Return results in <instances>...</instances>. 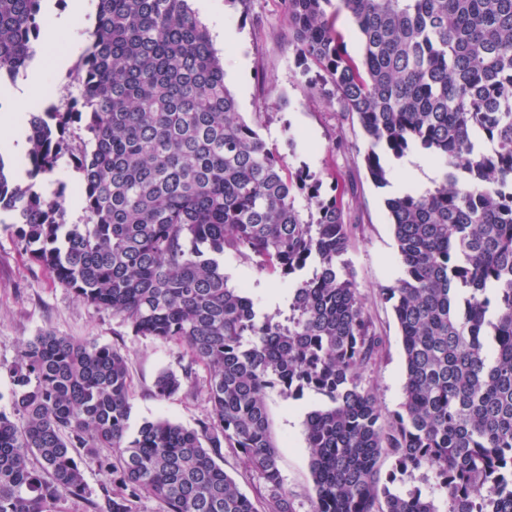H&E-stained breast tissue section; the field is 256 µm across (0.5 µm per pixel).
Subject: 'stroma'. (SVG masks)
<instances>
[{"mask_svg":"<svg viewBox=\"0 0 512 512\" xmlns=\"http://www.w3.org/2000/svg\"><path fill=\"white\" fill-rule=\"evenodd\" d=\"M203 24L220 20L237 39L220 50L225 83L245 121L261 118L258 132L269 148L285 159L290 170L302 169L321 183L323 194L346 185L343 208L351 228L344 259L382 347L365 368L362 383L376 397L383 413L398 410L403 400L401 334L390 303L381 297L401 275L393 228L385 201L394 196L407 171H414L420 189L432 187L438 169L427 156L413 153L389 160L386 186L370 178L364 156L367 140L357 119L345 117L337 104L310 93L288 47V21L280 0H206ZM96 0H83L73 10L71 0H45L50 22H63L54 43H38L28 72L16 81H0V108L25 123L36 102L56 101L76 94L70 72L87 45L86 30L95 22ZM38 77V98L21 99L23 86ZM230 285L248 283L257 305L268 313L284 308L286 286L281 279L258 272L233 255L224 258ZM113 346L125 354L132 380L129 426L165 418L187 428L196 427L210 412L206 382L208 369L192 364L184 349L149 336L135 335L124 319L79 299L25 254L14 229L0 224V411L12 410L13 379L9 372L22 343L45 332ZM182 376L180 390L156 398L154 383L161 371ZM271 434L279 447L284 487L294 512H311L313 482L306 448L304 422L321 406L312 392L301 399L266 393Z\"/></svg>","mask_w":512,"mask_h":512,"instance_id":"obj_1","label":"stroma"}]
</instances>
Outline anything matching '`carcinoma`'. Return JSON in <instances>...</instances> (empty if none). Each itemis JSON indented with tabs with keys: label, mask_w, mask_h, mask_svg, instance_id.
<instances>
[{
	"label": "carcinoma",
	"mask_w": 512,
	"mask_h": 512,
	"mask_svg": "<svg viewBox=\"0 0 512 512\" xmlns=\"http://www.w3.org/2000/svg\"><path fill=\"white\" fill-rule=\"evenodd\" d=\"M42 2L0 0V75L33 63ZM331 2L281 0L302 74L317 66L321 94L357 118L376 185L388 183L382 151L426 153L442 171L434 188L386 200L403 268L381 289L402 337L399 409L383 415L362 384L381 340L342 260L343 191L322 195L241 117L191 0H97L78 94L25 128L27 176L69 154L87 222L66 226L65 185L15 184L1 154L0 213L59 283L205 365L210 412L195 428L158 419L132 435L125 355L42 333L22 344L13 412H0V512L85 497L79 448L112 475L91 512H135L144 498L159 512H293L271 388L325 397L305 419L312 512H512V0H339L359 60ZM226 253L292 278L288 315L260 313L245 282L228 286ZM180 387L165 371L154 394ZM226 449L262 494L224 471ZM422 468L432 487L396 489ZM337 26L345 35V45L348 53L358 59L361 53L360 37L350 15L345 11H340Z\"/></svg>",
	"instance_id": "carcinoma-1"
}]
</instances>
